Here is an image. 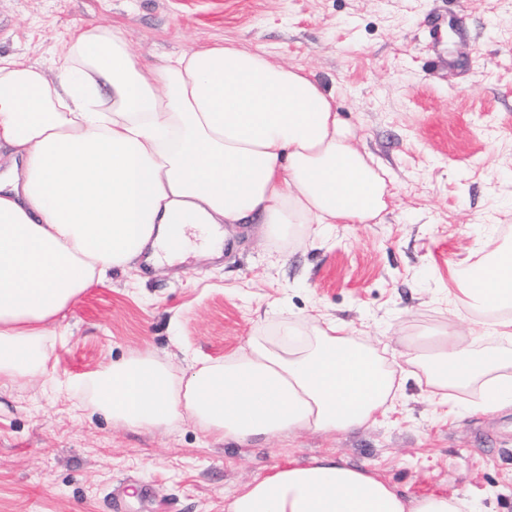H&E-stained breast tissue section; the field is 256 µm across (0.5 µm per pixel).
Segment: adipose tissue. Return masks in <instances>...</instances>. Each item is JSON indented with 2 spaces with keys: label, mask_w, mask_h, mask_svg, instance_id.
<instances>
[{
  "label": "adipose tissue",
  "mask_w": 512,
  "mask_h": 512,
  "mask_svg": "<svg viewBox=\"0 0 512 512\" xmlns=\"http://www.w3.org/2000/svg\"><path fill=\"white\" fill-rule=\"evenodd\" d=\"M387 184L354 142L334 97L303 68L231 43L145 68L121 31L77 26L53 74L0 56V379L45 373L52 326L70 302L167 245L216 253L226 224L281 240L365 224ZM481 328L512 340V250L456 277ZM475 330L417 337L408 361L432 396L480 385L482 408L512 404V360L476 350ZM408 371L385 369L348 323H284L221 359L177 373L135 352L84 379L114 424L162 429L188 418L232 441L349 431L393 404ZM225 512H474L463 498L409 499L371 470L332 458L249 484Z\"/></svg>",
  "instance_id": "adipose-tissue-1"
}]
</instances>
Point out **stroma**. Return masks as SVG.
<instances>
[{
	"label": "stroma",
	"mask_w": 512,
	"mask_h": 512,
	"mask_svg": "<svg viewBox=\"0 0 512 512\" xmlns=\"http://www.w3.org/2000/svg\"><path fill=\"white\" fill-rule=\"evenodd\" d=\"M83 23L120 27L147 65L231 41L312 72L386 169L390 195L380 218L314 244L229 224L221 258L139 261L77 296L47 363L72 392L40 376L0 380V512H113L116 500L123 512H225L254 480L318 457L370 468L412 498L512 512V408L482 413L475 390L449 415L411 379L378 423L236 444L189 419L113 425L76 386L134 352L180 372L318 315L364 344L386 338L403 368L407 339L483 320L452 275L512 248V0H0V56L50 68Z\"/></svg>",
	"instance_id": "obj_1"
}]
</instances>
